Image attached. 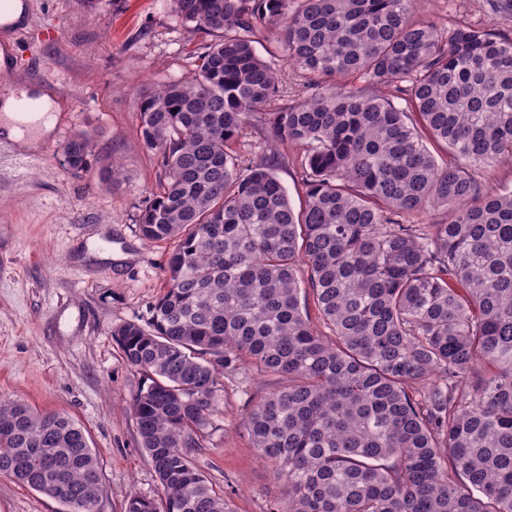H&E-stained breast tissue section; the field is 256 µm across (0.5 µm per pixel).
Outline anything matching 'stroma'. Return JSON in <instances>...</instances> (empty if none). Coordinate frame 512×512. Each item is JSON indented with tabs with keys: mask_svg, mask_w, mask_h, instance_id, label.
I'll return each instance as SVG.
<instances>
[{
	"mask_svg": "<svg viewBox=\"0 0 512 512\" xmlns=\"http://www.w3.org/2000/svg\"><path fill=\"white\" fill-rule=\"evenodd\" d=\"M420 13L439 28L493 25L512 34V12L489 0H422ZM254 46L279 71L278 109L302 97L304 79L266 32ZM204 35H190L171 0H33L27 31L11 39L8 81L50 94L60 118L43 160L20 170L0 162V401L21 400L80 424L101 467L98 512H124L134 495L158 497L159 482L140 446L130 410L144 376L125 362L113 326L145 323L163 291L173 244L146 243L138 220L161 168L141 137V93L191 79ZM46 66L52 84L26 72ZM90 135V168L61 165L64 145ZM232 149L245 162L276 152L275 173L293 207L304 202L303 150L269 147L261 123L247 126ZM119 159L123 175L99 171ZM275 379L249 369L226 376L204 430L196 467L223 492L232 512H271L282 493L242 425ZM0 512H66L54 499L0 477Z\"/></svg>",
	"mask_w": 512,
	"mask_h": 512,
	"instance_id": "obj_1",
	"label": "stroma"
}]
</instances>
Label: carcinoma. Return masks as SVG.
Returning <instances> with one entry per match:
<instances>
[{
    "instance_id": "cac0c4a2",
    "label": "carcinoma",
    "mask_w": 512,
    "mask_h": 512,
    "mask_svg": "<svg viewBox=\"0 0 512 512\" xmlns=\"http://www.w3.org/2000/svg\"><path fill=\"white\" fill-rule=\"evenodd\" d=\"M417 2L173 0L211 40L193 80L138 106L162 169L139 232L175 248L148 320L112 329L148 381L131 409L161 486L125 512H232L193 456L241 365L279 381L243 418L276 512H512V191L481 181L512 160V36L441 30ZM258 29L312 90L275 112ZM253 121L303 147L300 210L272 163L231 149ZM92 151L71 139L66 169ZM0 475L98 503L97 455L61 413L0 401Z\"/></svg>"
}]
</instances>
